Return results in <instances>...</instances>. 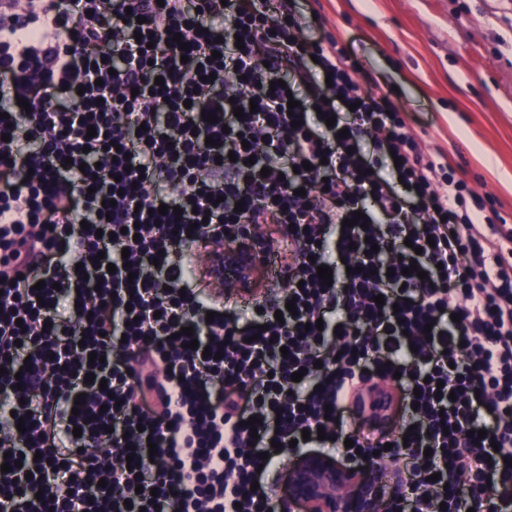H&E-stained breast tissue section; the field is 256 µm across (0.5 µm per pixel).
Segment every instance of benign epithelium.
Returning a JSON list of instances; mask_svg holds the SVG:
<instances>
[{
	"mask_svg": "<svg viewBox=\"0 0 512 512\" xmlns=\"http://www.w3.org/2000/svg\"><path fill=\"white\" fill-rule=\"evenodd\" d=\"M268 250L269 244L257 226H243L237 240L206 256L214 286L228 290L252 283ZM227 264L239 273L233 283L221 276ZM389 478L379 458L349 467L318 452H302L290 460L286 490L278 498L279 512H385L374 490Z\"/></svg>",
	"mask_w": 512,
	"mask_h": 512,
	"instance_id": "1",
	"label": "benign epithelium"
}]
</instances>
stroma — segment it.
I'll return each mask as SVG.
<instances>
[{
    "label": "stroma",
    "mask_w": 512,
    "mask_h": 512,
    "mask_svg": "<svg viewBox=\"0 0 512 512\" xmlns=\"http://www.w3.org/2000/svg\"><path fill=\"white\" fill-rule=\"evenodd\" d=\"M427 153L462 166L512 225V0H311Z\"/></svg>",
    "instance_id": "35a3bbf8"
}]
</instances>
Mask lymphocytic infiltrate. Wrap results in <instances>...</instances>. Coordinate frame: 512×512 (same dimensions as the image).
Segmentation results:
<instances>
[{"label": "lymphocytic infiltrate", "mask_w": 512, "mask_h": 512, "mask_svg": "<svg viewBox=\"0 0 512 512\" xmlns=\"http://www.w3.org/2000/svg\"><path fill=\"white\" fill-rule=\"evenodd\" d=\"M299 2L0 0L8 512H278L266 474L309 447H408L388 512H486L512 485V226ZM244 224L283 264L245 307L190 249ZM384 377L398 433L351 426Z\"/></svg>", "instance_id": "lymphocytic-infiltrate-1"}]
</instances>
